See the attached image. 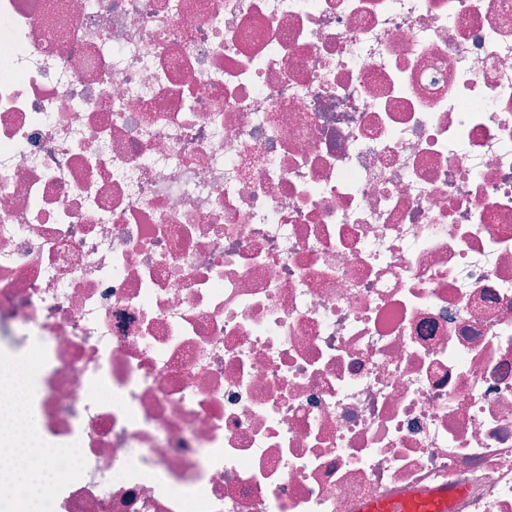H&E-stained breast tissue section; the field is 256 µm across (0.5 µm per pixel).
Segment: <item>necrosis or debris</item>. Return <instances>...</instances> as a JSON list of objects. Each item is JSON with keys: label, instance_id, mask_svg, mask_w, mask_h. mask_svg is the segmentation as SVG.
<instances>
[{"label": "necrosis or debris", "instance_id": "necrosis-or-debris-1", "mask_svg": "<svg viewBox=\"0 0 512 512\" xmlns=\"http://www.w3.org/2000/svg\"><path fill=\"white\" fill-rule=\"evenodd\" d=\"M7 405L45 512H512V0H0ZM456 495L457 491L454 488L425 490L419 496V511L448 512L450 503Z\"/></svg>", "mask_w": 512, "mask_h": 512}]
</instances>
